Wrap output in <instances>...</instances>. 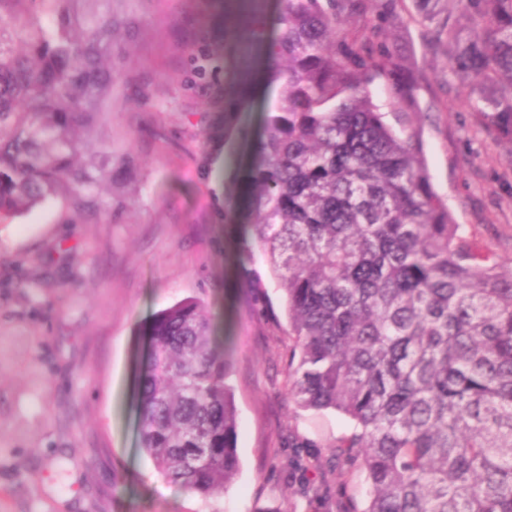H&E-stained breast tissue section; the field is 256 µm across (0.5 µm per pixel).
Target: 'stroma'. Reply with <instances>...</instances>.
Instances as JSON below:
<instances>
[{
	"label": "stroma",
	"mask_w": 512,
	"mask_h": 512,
	"mask_svg": "<svg viewBox=\"0 0 512 512\" xmlns=\"http://www.w3.org/2000/svg\"><path fill=\"white\" fill-rule=\"evenodd\" d=\"M258 3L278 33L279 0H75L76 15L112 17V97L78 134L110 178L95 211L52 197L0 222V512H361L367 479L329 447L352 426L288 400L285 294L244 234L249 193L234 171L253 162L281 81L258 60L259 89L236 85L224 46ZM394 5L385 42L418 109L386 120L418 134L473 247L512 259V154L461 109L469 90L427 50L415 0ZM186 299L221 309L233 340L240 469L208 501L156 472L133 408L142 330ZM293 432L313 447H289Z\"/></svg>",
	"instance_id": "1"
}]
</instances>
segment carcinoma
Returning <instances> with one entry per match:
<instances>
[{
  "mask_svg": "<svg viewBox=\"0 0 512 512\" xmlns=\"http://www.w3.org/2000/svg\"><path fill=\"white\" fill-rule=\"evenodd\" d=\"M71 0H0V216L49 196L95 205L99 164L78 159L111 91L112 16ZM389 0H281L236 54L262 47L280 103L248 173L252 227L285 292L286 395L353 424L328 444L370 490L361 512H512V261L475 251L434 190L415 134L385 122L375 81L401 65L377 48ZM470 111L512 151V0H417ZM55 23L43 21L44 14ZM391 111L412 112L413 90ZM136 377L141 447L167 481L210 500L239 470L230 339L194 299L157 313Z\"/></svg>",
  "mask_w": 512,
  "mask_h": 512,
  "instance_id": "obj_1",
  "label": "carcinoma"
}]
</instances>
